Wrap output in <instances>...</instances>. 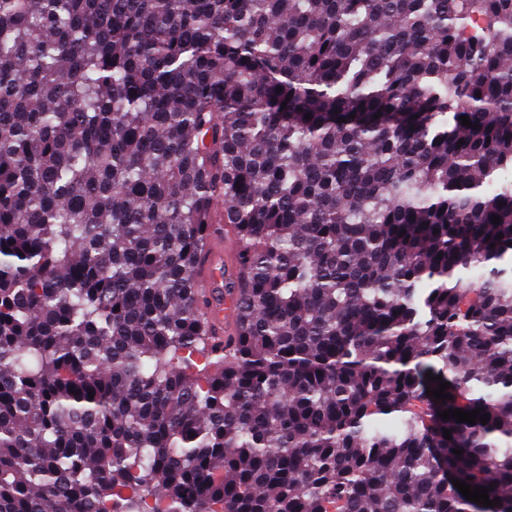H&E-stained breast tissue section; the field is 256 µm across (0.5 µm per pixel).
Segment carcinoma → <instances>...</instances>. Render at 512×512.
Masks as SVG:
<instances>
[{"mask_svg": "<svg viewBox=\"0 0 512 512\" xmlns=\"http://www.w3.org/2000/svg\"><path fill=\"white\" fill-rule=\"evenodd\" d=\"M506 171L512 0H0V512H512ZM222 231L220 227H214L196 272V280L204 282L198 288L204 289V293L210 301L207 309L208 317L218 334L224 331V315L228 316L230 311L227 308L224 310V279L216 267L224 266V242L236 247L233 235L231 233L223 234Z\"/></svg>", "mask_w": 512, "mask_h": 512, "instance_id": "1", "label": "carcinoma"}]
</instances>
